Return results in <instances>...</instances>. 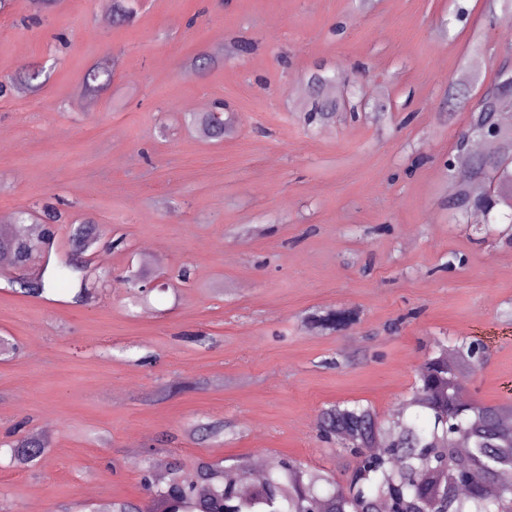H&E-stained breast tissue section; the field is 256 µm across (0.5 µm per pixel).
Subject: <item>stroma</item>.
Here are the masks:
<instances>
[{
	"mask_svg": "<svg viewBox=\"0 0 512 512\" xmlns=\"http://www.w3.org/2000/svg\"><path fill=\"white\" fill-rule=\"evenodd\" d=\"M97 4L0 13V81L49 75L0 98V217L65 200L60 254L74 227L104 231L84 255L93 302L0 287V337L17 345L0 359V441L20 424L50 441L34 465L0 453V512L142 501L143 462L174 455L187 472L288 457L345 484L320 410L395 414L440 336L486 347L468 398L512 404V243L444 204L469 120L446 93L465 71L485 89L512 46L490 0H136L132 22L104 24ZM234 39L251 50L188 68ZM115 57L107 91L85 97L88 70ZM320 65L336 72V116L310 127ZM219 101L236 115L223 140L186 125ZM141 267L170 285L132 309L124 277ZM315 309L356 319L317 332L302 322ZM207 420L238 439L186 436Z\"/></svg>",
	"mask_w": 512,
	"mask_h": 512,
	"instance_id": "stroma-1",
	"label": "stroma"
}]
</instances>
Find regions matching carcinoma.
Returning a JSON list of instances; mask_svg holds the SVG:
<instances>
[{"mask_svg":"<svg viewBox=\"0 0 512 512\" xmlns=\"http://www.w3.org/2000/svg\"><path fill=\"white\" fill-rule=\"evenodd\" d=\"M44 70L32 69L27 74L0 83V93L17 84L31 92L39 91ZM112 72L92 67L81 90L94 99L111 83ZM336 76L325 68L312 74L306 97L309 124L330 121L325 91ZM472 100V80L465 76L448 91V111L456 101ZM512 105V97H498L487 90L473 100L470 120L459 133L458 151L471 158L464 137L472 129L492 123L503 114V107ZM187 122L210 138H222L231 118L226 112L189 113ZM512 149V140L498 146L489 145L481 157L463 167L447 165L448 180L454 191L448 209L456 214L490 223L496 213L507 207L498 194L486 195L475 185L496 177L512 179V167L503 165L505 152ZM6 251L18 266L25 265L32 254L43 247L24 235L13 236ZM79 264L71 259L59 260L45 267L38 284L32 286L16 280L13 291L27 297H41L47 292H60L70 303H89L92 294L82 279ZM326 327L347 326L351 314L328 311L315 317ZM481 343L460 336L437 338L419 369L418 379L403 401L404 409L390 418H381L369 405L359 401L333 404L321 410L317 419L320 435L336 442L354 461L348 482L339 486L323 472L302 463L279 458L269 462L264 479L249 495L241 493L240 485L251 478L249 461L241 459L228 467H220L203 458L196 461L194 471L182 473L179 458L172 457L167 475L159 479L151 467H143L145 481L151 492L149 504L116 500L106 506L110 512H512V485L501 475L512 470V421L503 414L512 413V406H485L469 400L463 393L461 376L474 372L484 364L478 355ZM190 438L199 443L237 434L229 422H198L188 430ZM461 441L468 443L465 453L458 451ZM384 443L371 454L368 449ZM13 460L34 463L48 451L43 437L21 432L9 445ZM481 479H472L474 472Z\"/></svg>","mask_w":512,"mask_h":512,"instance_id":"cac0c4a2","label":"carcinoma"}]
</instances>
